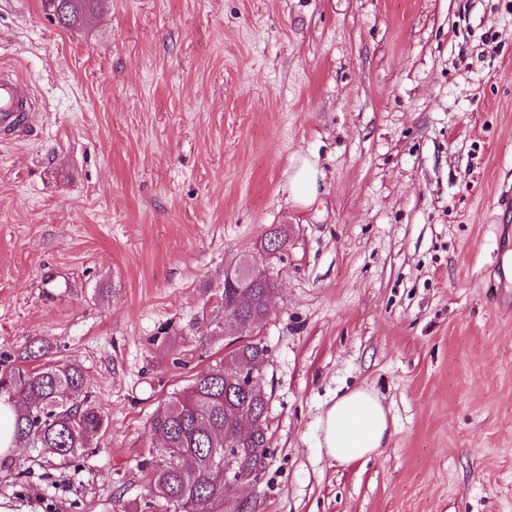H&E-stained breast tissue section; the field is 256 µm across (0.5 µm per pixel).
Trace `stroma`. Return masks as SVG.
<instances>
[{
	"label": "stroma",
	"mask_w": 512,
	"mask_h": 512,
	"mask_svg": "<svg viewBox=\"0 0 512 512\" xmlns=\"http://www.w3.org/2000/svg\"><path fill=\"white\" fill-rule=\"evenodd\" d=\"M0 65L40 104L0 133V371L78 364L105 417L75 456L0 457V512H173L149 421L223 357L224 269L277 226L270 448L229 496L512 512V309L488 284L512 264V0H105L74 29L0 0ZM360 385L392 435L340 465L319 420ZM318 171L315 166L305 161L294 173L291 180V192L300 203H308L317 194Z\"/></svg>",
	"instance_id": "1"
}]
</instances>
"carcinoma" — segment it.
<instances>
[{"label": "carcinoma", "instance_id": "obj_1", "mask_svg": "<svg viewBox=\"0 0 512 512\" xmlns=\"http://www.w3.org/2000/svg\"><path fill=\"white\" fill-rule=\"evenodd\" d=\"M57 2L45 0V6L61 26L71 28L102 0H67L64 16ZM286 243V234L276 227L266 234L262 249L272 255ZM236 263L252 275L224 285L221 292L224 311L235 316L237 326V335L225 344L229 351L193 373L188 386L173 394L150 420L151 434L159 441L145 464L150 489L174 512H250L246 501L224 500V440L231 439L238 448L236 468L245 476L251 475L257 458L266 456L270 445L264 380L268 349L249 332L269 318L275 282L252 254L241 255ZM243 363L258 370L249 386L239 378ZM84 380L75 363L18 367L1 377L0 394H7L16 410L13 446L45 448L61 458L87 447L104 419L88 399L80 398Z\"/></svg>", "mask_w": 512, "mask_h": 512}]
</instances>
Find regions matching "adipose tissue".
Returning a JSON list of instances; mask_svg holds the SVG:
<instances>
[{
  "instance_id": "ef3b65f1",
  "label": "adipose tissue",
  "mask_w": 512,
  "mask_h": 512,
  "mask_svg": "<svg viewBox=\"0 0 512 512\" xmlns=\"http://www.w3.org/2000/svg\"><path fill=\"white\" fill-rule=\"evenodd\" d=\"M323 448L340 464H349L381 453L391 429L379 397L365 387L341 395L321 419Z\"/></svg>"
}]
</instances>
